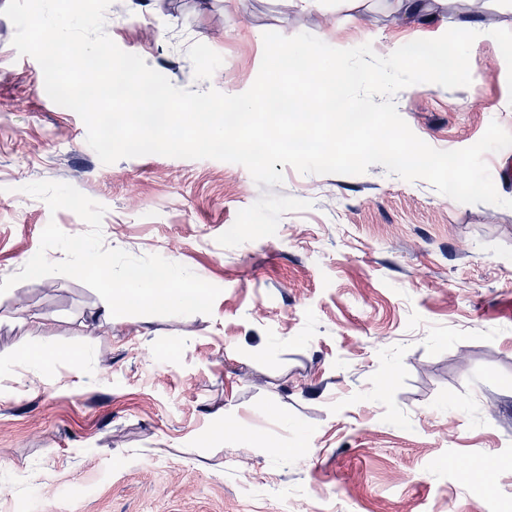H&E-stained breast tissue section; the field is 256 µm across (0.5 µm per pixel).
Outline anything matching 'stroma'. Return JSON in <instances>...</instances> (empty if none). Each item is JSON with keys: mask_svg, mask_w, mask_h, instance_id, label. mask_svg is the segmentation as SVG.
Wrapping results in <instances>:
<instances>
[{"mask_svg": "<svg viewBox=\"0 0 512 512\" xmlns=\"http://www.w3.org/2000/svg\"><path fill=\"white\" fill-rule=\"evenodd\" d=\"M112 0L105 30L182 89L236 95L263 35L385 57L473 21L469 86L394 97L431 147L512 133V0ZM0 15V279L50 212L102 204L104 245L220 287L211 314L127 315L63 276L0 295V512H512V205L462 204L373 165L257 185L242 165L102 163ZM51 328L59 354L28 385ZM463 468H456V461Z\"/></svg>", "mask_w": 512, "mask_h": 512, "instance_id": "stroma-1", "label": "stroma"}]
</instances>
